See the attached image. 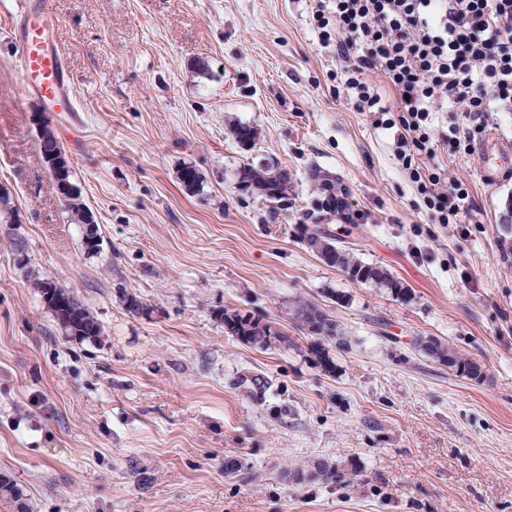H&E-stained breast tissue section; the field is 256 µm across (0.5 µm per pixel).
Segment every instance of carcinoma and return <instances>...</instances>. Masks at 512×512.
Listing matches in <instances>:
<instances>
[{
	"instance_id": "obj_1",
	"label": "carcinoma",
	"mask_w": 512,
	"mask_h": 512,
	"mask_svg": "<svg viewBox=\"0 0 512 512\" xmlns=\"http://www.w3.org/2000/svg\"><path fill=\"white\" fill-rule=\"evenodd\" d=\"M233 135L235 141L242 146H252L257 139L254 128L247 125L236 126ZM39 148L40 153L53 151L63 160V165L59 169L48 167L49 174L54 183L62 181L66 186V190L60 193V196L71 220L84 227V247L87 253L97 252L100 247L97 227L90 221L92 214L81 196V191L72 182L74 168L55 132L47 125L40 131ZM309 178L317 191L324 195L320 200L319 209L336 212L346 205V189L342 188L339 178L317 169L309 173ZM290 181L291 176L286 169L267 162L256 165L247 163L237 172L236 189L241 193L262 198L277 213L288 209L287 190ZM322 221L323 218L315 217L313 223L303 225L301 235L302 243L326 265L347 273L351 279L358 282H371L386 288L400 299L404 300L409 296L410 288L404 282L382 267L356 258L351 249L336 239L332 231L323 227ZM31 286L36 288L44 306L51 313L65 338L81 343L101 341L100 323L71 289L45 278L33 279ZM219 318L224 323V332L243 343L266 347L275 340H288V336L278 331L272 324L256 319L250 314L243 315L238 311L224 310L219 314ZM291 318L304 334L317 338L314 350L317 364L326 372L332 371L334 361L326 352L324 342L346 344L341 326L320 305L310 300L298 301L291 312ZM416 345L424 357L461 376L472 379L483 376L480 363L464 357L436 336L420 337ZM290 475L299 484L318 482L326 485H343L350 481L348 468L320 458L293 469Z\"/></svg>"
}]
</instances>
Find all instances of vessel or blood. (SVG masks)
Segmentation results:
<instances>
[{"mask_svg":"<svg viewBox=\"0 0 512 512\" xmlns=\"http://www.w3.org/2000/svg\"><path fill=\"white\" fill-rule=\"evenodd\" d=\"M55 16L30 0L16 33L18 67L27 95L68 113H76L73 80L55 45ZM478 168L486 183H497L512 173V145L487 138L477 151Z\"/></svg>","mask_w":512,"mask_h":512,"instance_id":"b4317fda","label":"vessel or blood"}]
</instances>
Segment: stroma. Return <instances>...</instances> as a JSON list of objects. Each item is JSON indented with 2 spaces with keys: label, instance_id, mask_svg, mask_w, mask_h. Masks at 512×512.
<instances>
[{
  "label": "stroma",
  "instance_id": "1",
  "mask_svg": "<svg viewBox=\"0 0 512 512\" xmlns=\"http://www.w3.org/2000/svg\"><path fill=\"white\" fill-rule=\"evenodd\" d=\"M0 0V512H512V240L475 156L438 162L471 188L469 223H435L390 131L336 92L313 0H46L82 126L24 96ZM50 121L102 247H82L39 152ZM253 126V148L232 126ZM266 161L290 204L240 194ZM199 171L185 190L179 171ZM318 167L341 178L326 228L412 290L350 280L301 242ZM73 290L102 340H66L30 282ZM149 312L126 310L122 291ZM322 306L346 334L324 375L290 310ZM288 337L253 347L219 310ZM436 336L475 381L415 348ZM354 464L342 486L291 483L312 459Z\"/></svg>",
  "mask_w": 512,
  "mask_h": 512
}]
</instances>
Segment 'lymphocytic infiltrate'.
<instances>
[{"mask_svg":"<svg viewBox=\"0 0 512 512\" xmlns=\"http://www.w3.org/2000/svg\"><path fill=\"white\" fill-rule=\"evenodd\" d=\"M312 16L342 63L337 83L355 111L392 131L394 157L432 219L462 223L469 189L435 157L472 153L494 113L512 112V0H317ZM446 108V128H435L433 113Z\"/></svg>","mask_w":512,"mask_h":512,"instance_id":"obj_1","label":"lymphocytic infiltrate"}]
</instances>
